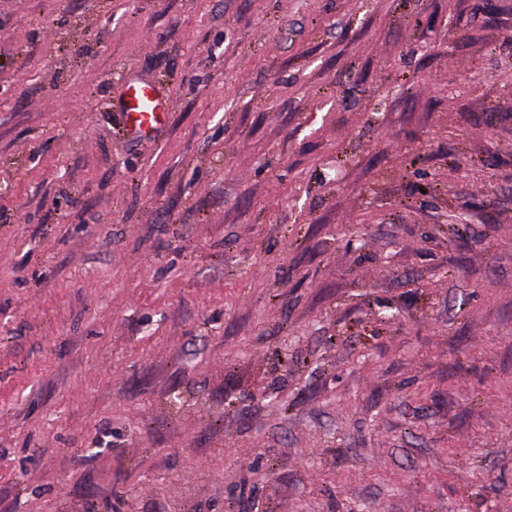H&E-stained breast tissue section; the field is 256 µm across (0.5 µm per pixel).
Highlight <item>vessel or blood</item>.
<instances>
[{"label": "vessel or blood", "instance_id": "obj_1", "mask_svg": "<svg viewBox=\"0 0 512 512\" xmlns=\"http://www.w3.org/2000/svg\"><path fill=\"white\" fill-rule=\"evenodd\" d=\"M115 106L127 138L152 137L166 122L170 95L166 85L150 78H131L121 84Z\"/></svg>", "mask_w": 512, "mask_h": 512}]
</instances>
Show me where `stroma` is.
Masks as SVG:
<instances>
[{"instance_id": "1", "label": "stroma", "mask_w": 512, "mask_h": 512, "mask_svg": "<svg viewBox=\"0 0 512 512\" xmlns=\"http://www.w3.org/2000/svg\"><path fill=\"white\" fill-rule=\"evenodd\" d=\"M0 512H512V0H0ZM115 107L127 138H150L166 123L169 91L154 79L130 78L121 84Z\"/></svg>"}]
</instances>
